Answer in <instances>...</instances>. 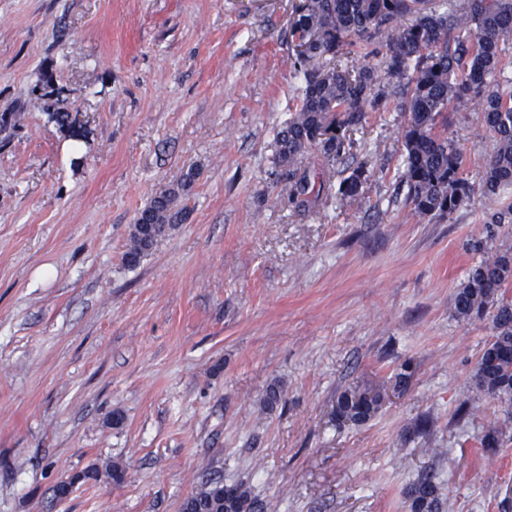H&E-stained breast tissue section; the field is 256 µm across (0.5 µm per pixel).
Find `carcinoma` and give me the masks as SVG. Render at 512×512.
<instances>
[{"label":"carcinoma","mask_w":512,"mask_h":512,"mask_svg":"<svg viewBox=\"0 0 512 512\" xmlns=\"http://www.w3.org/2000/svg\"><path fill=\"white\" fill-rule=\"evenodd\" d=\"M317 34L311 39V34ZM292 41L305 46L292 67L304 87L295 113L275 134L274 166L288 180V200L298 208L309 195L326 189L325 171L343 159L350 134L368 113L387 110L389 99L406 117L403 130L405 205L419 218H450L471 200L474 185L465 173L463 150L448 135V109L464 98H483L485 133L492 153L482 172V194L492 200L512 187V79L504 73L505 42L512 37V0H466L460 9L433 0H300L290 22ZM384 50L378 65L352 66L370 47ZM197 172L189 169L175 184L155 192L132 225L123 263L135 268L175 224L186 208ZM366 182L359 165L340 180L336 194L353 199ZM483 260L470 269L454 298L459 319L491 318L493 335L471 377L476 395L512 406V302L498 297L512 279V254L474 242ZM379 390L349 387L336 398V416L361 424L382 407ZM502 432L481 438L495 456ZM409 512H447V498L430 471L421 472L405 491ZM186 512H264L265 505L239 484L217 476L202 478L184 502Z\"/></svg>","instance_id":"1"}]
</instances>
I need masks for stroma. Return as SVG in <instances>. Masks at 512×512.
<instances>
[{"label":"stroma","mask_w":512,"mask_h":512,"mask_svg":"<svg viewBox=\"0 0 512 512\" xmlns=\"http://www.w3.org/2000/svg\"><path fill=\"white\" fill-rule=\"evenodd\" d=\"M295 3L0 0V512H182L207 472L267 512H408L429 468L447 512H512V409L457 413L491 323L453 312L471 243L512 251V224L488 222L512 193L418 220L391 107L352 135L369 170L356 200L289 203L272 160L300 99ZM47 74L51 99L34 91ZM60 102L74 131L51 118ZM483 107L448 114L474 183ZM191 168L186 220L126 267L137 214ZM354 386L385 403L337 421ZM89 467L97 480L55 498Z\"/></svg>","instance_id":"obj_1"}]
</instances>
